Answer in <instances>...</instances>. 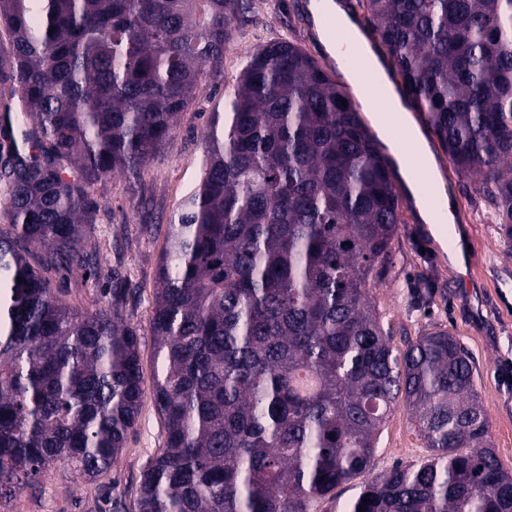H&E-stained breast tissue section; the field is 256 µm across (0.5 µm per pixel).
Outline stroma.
<instances>
[{
  "mask_svg": "<svg viewBox=\"0 0 512 512\" xmlns=\"http://www.w3.org/2000/svg\"><path fill=\"white\" fill-rule=\"evenodd\" d=\"M310 0H252L233 20V39L224 51L221 76L204 74L192 105L181 112L161 157L145 167L136 186L107 180L99 189L104 211L93 241L103 280L113 272L129 288L122 315L140 337L143 401L116 463L89 479L58 464L33 488L22 489L29 512H134L146 463L162 448L164 424L154 404V359L150 321L159 260L167 226L202 174V134L209 113L223 111L248 57L279 40L297 44L328 67L336 60L319 41ZM430 157V181L442 182L449 206L461 214L434 237L420 217L411 192L402 191L403 222L392 243V263L371 296L395 347L422 334L445 330L474 361L475 388L489 419L492 448L512 473V257L499 236L493 207L476 182L457 174L434 135L422 138ZM58 296L81 310L107 305L101 288L85 284L81 272H49ZM430 450L414 428L404 403L391 408L378 437L371 466L336 489L335 500H317L311 512H336L361 487L393 466L418 464Z\"/></svg>",
  "mask_w": 512,
  "mask_h": 512,
  "instance_id": "stroma-1",
  "label": "stroma"
}]
</instances>
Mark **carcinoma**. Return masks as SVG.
<instances>
[{"label":"carcinoma","instance_id":"carcinoma-1","mask_svg":"<svg viewBox=\"0 0 512 512\" xmlns=\"http://www.w3.org/2000/svg\"><path fill=\"white\" fill-rule=\"evenodd\" d=\"M361 2L410 108L482 189L512 251V0ZM247 5L0 0L1 494L58 461L105 473L136 424L126 281L112 276L111 302L88 311L43 272L98 282V186L159 156ZM360 110L281 41L253 52L209 114L201 178L155 280L166 440L135 512H310L367 470L398 401L432 454L342 512H512L464 346L435 330L399 350L372 301L403 220Z\"/></svg>","mask_w":512,"mask_h":512}]
</instances>
